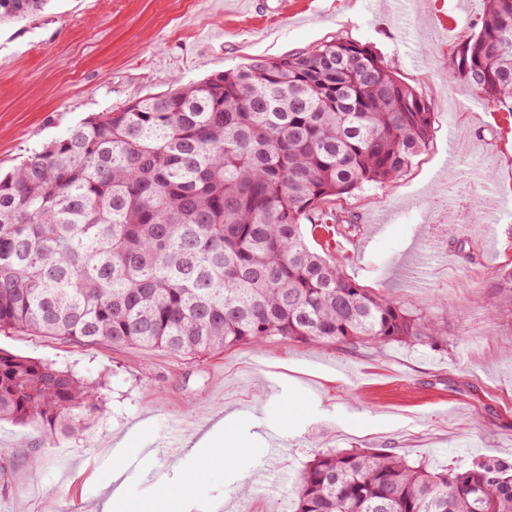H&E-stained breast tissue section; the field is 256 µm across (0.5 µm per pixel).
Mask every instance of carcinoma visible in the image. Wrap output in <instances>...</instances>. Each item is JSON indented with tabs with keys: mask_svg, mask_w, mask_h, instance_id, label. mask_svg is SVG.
<instances>
[{
	"mask_svg": "<svg viewBox=\"0 0 512 512\" xmlns=\"http://www.w3.org/2000/svg\"><path fill=\"white\" fill-rule=\"evenodd\" d=\"M50 0H0V23ZM448 78L512 112V0H484ZM434 112L370 47L336 39L91 116L0 176V331L176 356L271 339L436 349L438 322L361 287L304 233L361 232L336 202L399 177ZM98 387L0 351V422L74 434ZM293 512H512V464L432 470L316 455Z\"/></svg>",
	"mask_w": 512,
	"mask_h": 512,
	"instance_id": "cac0c4a2",
	"label": "carcinoma"
}]
</instances>
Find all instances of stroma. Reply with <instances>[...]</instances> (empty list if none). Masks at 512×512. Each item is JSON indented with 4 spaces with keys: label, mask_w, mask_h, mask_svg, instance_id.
<instances>
[{
    "label": "stroma",
    "mask_w": 512,
    "mask_h": 512,
    "mask_svg": "<svg viewBox=\"0 0 512 512\" xmlns=\"http://www.w3.org/2000/svg\"><path fill=\"white\" fill-rule=\"evenodd\" d=\"M50 0L0 25V170L88 116L252 60L336 38L371 47L427 100L433 138L396 180L341 206L362 250L332 248L361 286L437 318L448 344L353 351L297 342L240 344L203 357L5 331L0 350L98 385L91 427L42 447V431L0 422L15 448L0 470V512H290L295 479L316 454L368 448L466 469L512 463V112L448 80L452 51L476 30L483 0ZM383 228L374 231V220ZM455 225L456 239L443 236ZM241 447L194 479L187 448L218 422ZM288 444L270 460L271 438ZM40 453L30 466L28 458ZM270 483L254 489L255 470ZM56 488L47 497L45 488Z\"/></svg>",
    "instance_id": "stroma-1"
}]
</instances>
